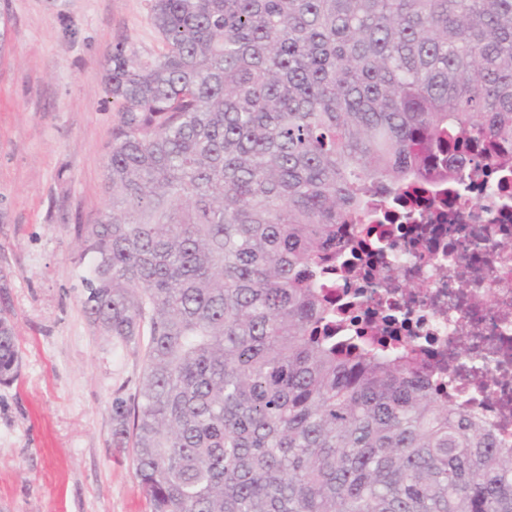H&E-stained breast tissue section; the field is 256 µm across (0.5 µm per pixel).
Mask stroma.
Returning <instances> with one entry per match:
<instances>
[{"label": "stroma", "instance_id": "1", "mask_svg": "<svg viewBox=\"0 0 512 512\" xmlns=\"http://www.w3.org/2000/svg\"><path fill=\"white\" fill-rule=\"evenodd\" d=\"M149 4L0 0V275L21 356L0 384V512H148L132 452L112 440V400L135 397L144 349L86 317L76 227L108 204V56L165 49Z\"/></svg>", "mask_w": 512, "mask_h": 512}]
</instances>
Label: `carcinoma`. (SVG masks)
Instances as JSON below:
<instances>
[{
  "label": "carcinoma",
  "mask_w": 512,
  "mask_h": 512,
  "mask_svg": "<svg viewBox=\"0 0 512 512\" xmlns=\"http://www.w3.org/2000/svg\"><path fill=\"white\" fill-rule=\"evenodd\" d=\"M106 66L82 304L147 336L112 402L150 512H512V447L407 347L345 351L317 280L368 196L512 143V0H150ZM19 347L0 309V382Z\"/></svg>",
  "instance_id": "cac0c4a2"
}]
</instances>
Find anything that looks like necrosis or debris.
<instances>
[{
	"label": "necrosis or debris",
	"mask_w": 512,
	"mask_h": 512,
	"mask_svg": "<svg viewBox=\"0 0 512 512\" xmlns=\"http://www.w3.org/2000/svg\"><path fill=\"white\" fill-rule=\"evenodd\" d=\"M341 238L322 283L337 335L420 343L449 403L512 446V171L476 160Z\"/></svg>",
	"instance_id": "necrosis-or-debris-1"
}]
</instances>
